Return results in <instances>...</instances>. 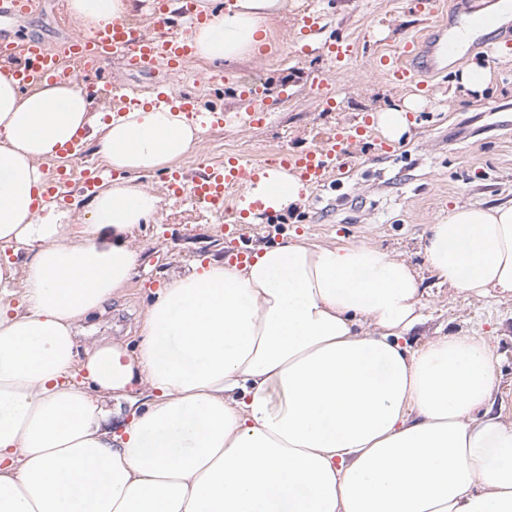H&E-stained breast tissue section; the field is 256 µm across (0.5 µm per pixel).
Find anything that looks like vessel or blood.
<instances>
[{
    "label": "vessel or blood",
    "instance_id": "1",
    "mask_svg": "<svg viewBox=\"0 0 512 512\" xmlns=\"http://www.w3.org/2000/svg\"><path fill=\"white\" fill-rule=\"evenodd\" d=\"M425 14L432 19L429 34L404 41L392 53L379 60L392 85L403 89L429 91L430 77L446 70L450 57L460 53L462 46L456 40L454 31L463 27L469 32L471 49L481 48L488 35H496L505 45H512V20H503L497 14L485 12L476 0H467L465 5H444L443 0H420ZM184 18L192 25L203 20L197 0H180L177 14H170L167 7H159L155 25L165 28L172 17ZM63 51L81 60L91 77L84 84L87 95L92 97L110 96L123 93L125 98L135 99L134 90H117L106 74L107 63L115 57L123 59L127 67L142 73H153L158 68L177 69L193 57L194 46L185 35L177 34L159 39L149 36L135 25L115 22L89 32H81L68 41ZM24 61L14 69L11 76L23 85H33L45 80L68 78L69 72L61 67L55 53L41 40H29L23 49ZM235 92L245 102V116L248 123H264L267 113L255 105V94L244 86H236ZM155 104L171 106L173 110L200 118L203 124L216 127L224 123L223 109L214 108L200 113L196 97L188 92L162 90L157 92ZM362 127L342 125L315 147L297 152L290 149L280 151L274 162L275 169L294 175L303 185L314 188L327 183L331 173L340 171L343 156L354 146L363 144ZM266 174V167L259 162L238 157L227 162L208 165L192 182L193 196L216 210L223 209L225 199L237 187L255 185Z\"/></svg>",
    "mask_w": 512,
    "mask_h": 512
}]
</instances>
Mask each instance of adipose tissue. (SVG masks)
Returning a JSON list of instances; mask_svg holds the SVG:
<instances>
[{
  "mask_svg": "<svg viewBox=\"0 0 512 512\" xmlns=\"http://www.w3.org/2000/svg\"><path fill=\"white\" fill-rule=\"evenodd\" d=\"M287 0H234L191 28L210 64L252 59ZM83 31L146 0H66ZM204 130L148 105L106 114L72 81L0 75V512H512V413H493L479 336L420 346L417 269L367 245L289 234L243 266L210 254L151 297L137 350L85 321L138 274L159 199L143 177L199 150ZM118 178L88 223L42 198L43 164L73 137ZM305 187L269 171L251 194L284 214ZM457 291L512 295V203L455 206L423 238ZM144 388L126 412L129 388Z\"/></svg>",
  "mask_w": 512,
  "mask_h": 512,
  "instance_id": "ef3b65f1",
  "label": "adipose tissue"
}]
</instances>
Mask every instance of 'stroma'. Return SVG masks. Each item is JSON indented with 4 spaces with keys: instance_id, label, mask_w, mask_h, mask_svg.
<instances>
[{
    "instance_id": "stroma-1",
    "label": "stroma",
    "mask_w": 512,
    "mask_h": 512,
    "mask_svg": "<svg viewBox=\"0 0 512 512\" xmlns=\"http://www.w3.org/2000/svg\"><path fill=\"white\" fill-rule=\"evenodd\" d=\"M310 9L321 17L318 39L354 43L356 54L343 69L327 67L319 54L302 53L299 23ZM427 24L416 0H295L287 18L271 22L268 46L256 59L223 68L225 78L235 82L258 77L267 111L259 126L237 115L236 100L211 81L213 68L205 62L192 60L177 75L163 70L141 74L118 59L107 69L124 86L148 92L169 85L196 95L203 109L224 106L223 127L207 129L200 149L173 165L189 179L207 164L231 156L263 161L282 148L317 143L337 124H364L371 112L407 98V91L387 84L376 57L422 34ZM75 32L63 0H42L34 15L0 17V38L10 42L36 38L56 47ZM314 74L328 80L337 99L333 111L314 105L308 84ZM453 77L448 69L431 78L433 90L420 111L411 113L413 126L399 151L385 157L377 152L345 156L344 175L309 190L303 206L279 223H244L239 244L247 248L277 242L288 231L316 245H376L422 268L421 236L454 205L512 202V51L498 62L495 83L483 98L450 94ZM288 81L292 94L284 98L279 86ZM168 178L165 172L148 178L161 203L156 222L142 227L140 272L104 314L86 322L83 345L104 336L136 347L151 294L169 273L207 254L226 252L216 211L190 193L174 195ZM422 286L427 321L414 331L412 343L442 336L484 337L496 357L499 386L494 398L512 411V297L495 290L485 297L469 296L439 285L428 272Z\"/></svg>"
}]
</instances>
